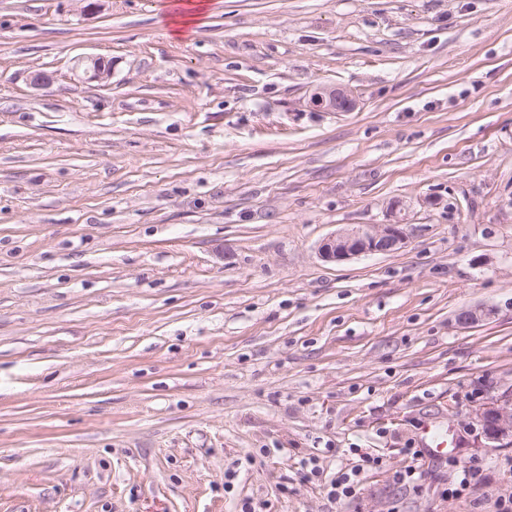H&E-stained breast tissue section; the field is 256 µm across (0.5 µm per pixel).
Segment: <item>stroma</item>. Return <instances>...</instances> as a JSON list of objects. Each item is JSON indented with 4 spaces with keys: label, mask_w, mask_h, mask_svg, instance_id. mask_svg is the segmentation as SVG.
Wrapping results in <instances>:
<instances>
[{
    "label": "stroma",
    "mask_w": 512,
    "mask_h": 512,
    "mask_svg": "<svg viewBox=\"0 0 512 512\" xmlns=\"http://www.w3.org/2000/svg\"><path fill=\"white\" fill-rule=\"evenodd\" d=\"M168 2L0 0V512H501L512 0ZM342 101L352 102V95L336 88L323 87L318 90V94L309 100L310 105L315 108L327 112H345L346 110L340 109L338 103ZM405 233L401 224H368L340 230L320 246L325 262H339L365 253H390L402 247ZM479 418L491 426L489 438L502 442L512 438V391L503 394L478 411ZM422 438L426 446L436 456H446L447 431L436 424H429L422 428ZM359 469L352 470L351 474L342 473L330 480L328 496L333 500L351 499L356 495L359 484Z\"/></svg>",
    "instance_id": "stroma-1"
}]
</instances>
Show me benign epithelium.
<instances>
[{
    "instance_id": "7a95c632",
    "label": "benign epithelium",
    "mask_w": 512,
    "mask_h": 512,
    "mask_svg": "<svg viewBox=\"0 0 512 512\" xmlns=\"http://www.w3.org/2000/svg\"><path fill=\"white\" fill-rule=\"evenodd\" d=\"M89 79L103 81L112 74V64L101 57L86 60ZM352 102V95L336 88L323 87L311 100L315 108L336 112L338 103ZM405 233L400 224H368L343 229L326 238L320 246V256L325 262H339L365 253H390L402 247ZM479 418L490 424L489 438L502 442L512 438V392L503 394L478 411Z\"/></svg>"
}]
</instances>
